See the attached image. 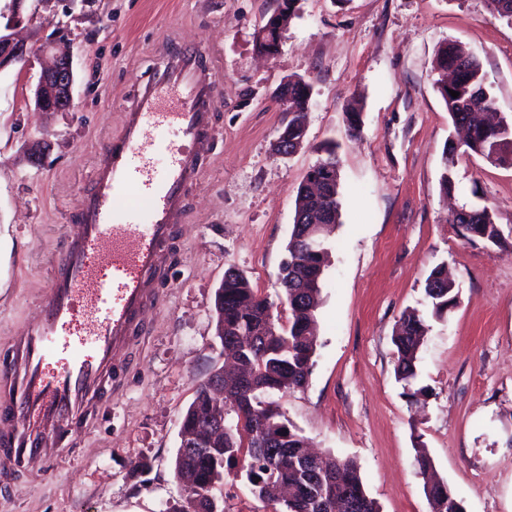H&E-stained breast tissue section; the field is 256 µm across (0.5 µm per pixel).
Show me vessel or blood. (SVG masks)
<instances>
[{"label":"vessel or blood","mask_w":512,"mask_h":512,"mask_svg":"<svg viewBox=\"0 0 512 512\" xmlns=\"http://www.w3.org/2000/svg\"><path fill=\"white\" fill-rule=\"evenodd\" d=\"M218 71L182 52L164 61L124 114L79 203V223L48 281L40 320L0 361V469L49 461L93 412L157 277L184 208L183 188L211 136ZM135 191L145 209L121 207Z\"/></svg>","instance_id":"obj_1"}]
</instances>
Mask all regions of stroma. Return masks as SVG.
<instances>
[{
  "label": "stroma",
  "mask_w": 512,
  "mask_h": 512,
  "mask_svg": "<svg viewBox=\"0 0 512 512\" xmlns=\"http://www.w3.org/2000/svg\"><path fill=\"white\" fill-rule=\"evenodd\" d=\"M280 52L256 33L275 0H29V45L65 36L74 108L39 112L37 68L0 69V354L42 312L52 265L75 228L106 138L167 53L219 67L221 103L161 275L116 356L95 411L53 462L30 460L0 483V512H169L181 419L224 364L214 297L228 268L275 295L297 188L336 148L341 222L317 311L304 388L277 395L314 448L357 462L381 512H431L418 449L465 512H512V167L456 153L454 191L441 177L454 129L435 81L439 46L463 42L481 62L501 117L512 122V23L485 0H301ZM289 75L311 86L307 132L291 157L272 144L288 115L273 95ZM362 122L348 134L345 114ZM48 137L32 163L27 149ZM492 209L504 246L472 244L452 208ZM447 264L456 306L432 322L420 351L421 404L395 378L393 329L423 309L425 280ZM224 512H272L245 475L215 490Z\"/></svg>",
  "instance_id": "1"
}]
</instances>
